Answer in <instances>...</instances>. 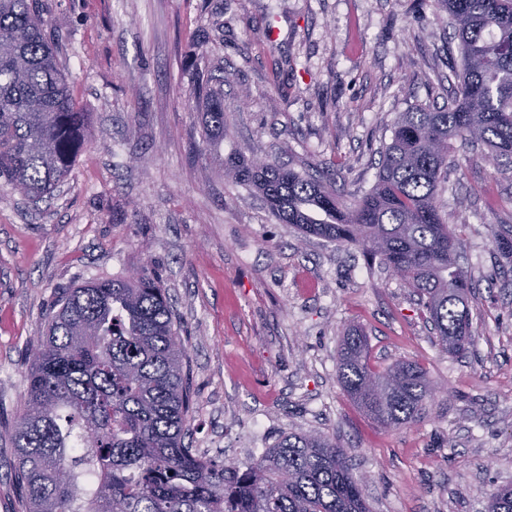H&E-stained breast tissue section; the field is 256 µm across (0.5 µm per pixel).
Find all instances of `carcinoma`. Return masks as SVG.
Instances as JSON below:
<instances>
[{
	"label": "carcinoma",
	"mask_w": 512,
	"mask_h": 512,
	"mask_svg": "<svg viewBox=\"0 0 512 512\" xmlns=\"http://www.w3.org/2000/svg\"><path fill=\"white\" fill-rule=\"evenodd\" d=\"M435 2L458 41L457 90L444 108L400 115L359 200L345 205L330 182L233 152L220 169L277 223L399 268L441 350L458 356L472 343L470 283L435 197L455 140L512 162V0ZM46 26L38 0H0V178L33 202L66 178L87 128L58 60L62 36ZM189 98L204 116L195 145L204 155L224 141V79L201 80ZM493 244L512 261V226L495 231ZM186 359L152 266L58 292L20 408L0 421L25 512H367L362 480L334 437L289 433L244 467L197 454L185 443L194 405ZM337 368L347 396L386 430L416 422L434 397L416 362L375 370L355 330ZM488 510L512 512V485L495 489Z\"/></svg>",
	"instance_id": "obj_1"
}]
</instances>
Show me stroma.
Segmentation results:
<instances>
[{"label":"stroma","mask_w":512,"mask_h":512,"mask_svg":"<svg viewBox=\"0 0 512 512\" xmlns=\"http://www.w3.org/2000/svg\"><path fill=\"white\" fill-rule=\"evenodd\" d=\"M43 13L92 137L51 198L0 179V415L25 394L56 293L150 263L187 347L198 452L244 465L281 434H333L371 512H487L512 484V277L492 242L512 225V165L458 145L437 196L472 284L459 357L386 269L300 237L218 173L236 151L323 170L347 200L368 191L399 115L454 95L457 42L432 0H43ZM203 72L224 78L227 135L197 157L187 95ZM352 327L376 369L427 370L437 392L417 422L381 429L344 392Z\"/></svg>","instance_id":"1"}]
</instances>
